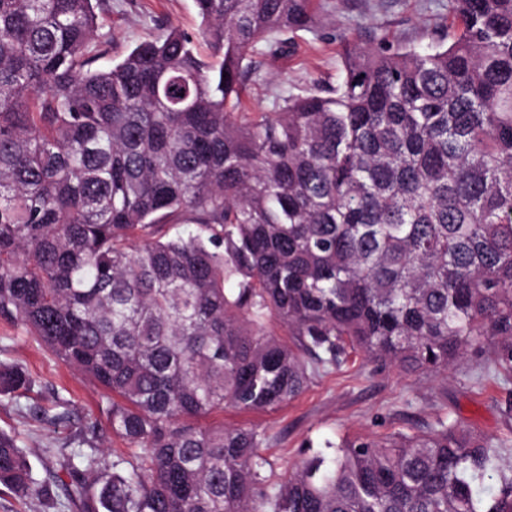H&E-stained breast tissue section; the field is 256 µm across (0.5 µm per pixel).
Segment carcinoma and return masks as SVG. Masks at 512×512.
<instances>
[{
  "mask_svg": "<svg viewBox=\"0 0 512 512\" xmlns=\"http://www.w3.org/2000/svg\"><path fill=\"white\" fill-rule=\"evenodd\" d=\"M313 3L194 0L197 37L97 70L98 0H0V319L100 386L127 445L107 460L80 419L53 475L79 512H512V433L446 413L283 476L264 432L202 424L281 406L349 348L440 372L489 344L482 375L512 377V0H449L450 42L347 41L335 86L236 111ZM32 385L0 363V395ZM0 485L47 494L3 434Z\"/></svg>",
  "mask_w": 512,
  "mask_h": 512,
  "instance_id": "cac0c4a2",
  "label": "carcinoma"
}]
</instances>
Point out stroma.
<instances>
[{"label":"stroma","instance_id":"stroma-1","mask_svg":"<svg viewBox=\"0 0 512 512\" xmlns=\"http://www.w3.org/2000/svg\"><path fill=\"white\" fill-rule=\"evenodd\" d=\"M98 11L112 35L95 63L99 69L167 28L191 35L200 29L194 0H100ZM316 11V25L289 35L281 54H253L254 73L242 92L243 111L273 112L281 97L335 84L345 40L366 45L384 36L396 45L418 46L453 31L448 0H317ZM490 356L487 348L465 354L435 375L369 363L356 353L340 367L314 376L300 397L276 410H227L212 421L264 429L268 442L263 453L278 474L304 455L307 444L413 432L439 413L475 432L505 435L512 432V379L474 382ZM0 361L21 366L35 380L25 394L0 396V433L24 449L38 479L49 481L61 470L59 448L78 433L80 417L98 411L103 392L22 327L1 320ZM60 398L73 415L67 426L55 430L33 418L34 409L55 407Z\"/></svg>","mask_w":512,"mask_h":512}]
</instances>
